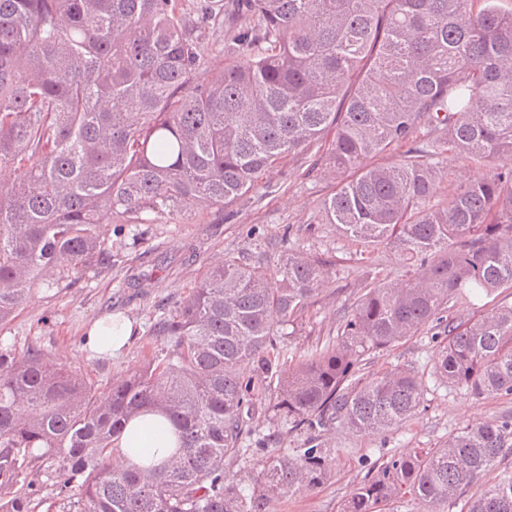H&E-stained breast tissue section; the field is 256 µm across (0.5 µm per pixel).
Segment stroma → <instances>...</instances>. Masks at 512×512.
I'll return each instance as SVG.
<instances>
[{"instance_id":"35a3bbf8","label":"stroma","mask_w":512,"mask_h":512,"mask_svg":"<svg viewBox=\"0 0 512 512\" xmlns=\"http://www.w3.org/2000/svg\"><path fill=\"white\" fill-rule=\"evenodd\" d=\"M327 146L323 140L307 153L288 157L224 210L164 224L102 225L112 249L111 264L102 265L92 277L68 278L60 287L37 284L14 320L0 330V345L47 351L95 388H107L172 350L174 340L159 332L158 321L175 311L208 266L246 253L271 254L285 243L327 261L333 275L302 327L282 338L280 347L292 358L324 344L335 337L336 326L367 273L382 278L406 272L393 250L382 248L363 259L355 243L338 237L329 225L314 223L320 201L331 190L316 165ZM110 315L130 318L136 338L118 355L91 354L83 345L84 332ZM438 345L425 332L364 365L365 376L401 368L420 376L427 391L417 416L383 436H358L340 427L327 431L328 479L311 490L271 500L267 512H339L353 487L394 456L412 448L437 447L465 425L512 415V396L475 399L439 380L434 374ZM251 429L253 438L266 440V451L228 460L224 467L226 482L246 491L252 488L265 452L292 456L309 439L306 430L294 429L270 413L256 415ZM30 484L36 489L35 512H60L62 495L49 463L27 459L17 486L23 490Z\"/></svg>"}]
</instances>
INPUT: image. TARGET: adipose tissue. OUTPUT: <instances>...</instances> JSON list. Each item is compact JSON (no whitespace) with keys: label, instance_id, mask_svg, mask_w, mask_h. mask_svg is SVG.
Masks as SVG:
<instances>
[{"label":"adipose tissue","instance_id":"ef3b65f1","mask_svg":"<svg viewBox=\"0 0 512 512\" xmlns=\"http://www.w3.org/2000/svg\"><path fill=\"white\" fill-rule=\"evenodd\" d=\"M133 337L134 325L131 320H99L88 328L86 345L91 351L112 354L128 345ZM120 446L124 450L125 459L131 462L159 465L176 448L177 437L166 419L148 414L128 424Z\"/></svg>","mask_w":512,"mask_h":512}]
</instances>
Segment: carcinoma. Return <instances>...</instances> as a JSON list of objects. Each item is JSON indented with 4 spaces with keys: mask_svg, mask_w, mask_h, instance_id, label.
Instances as JSON below:
<instances>
[{
    "mask_svg": "<svg viewBox=\"0 0 512 512\" xmlns=\"http://www.w3.org/2000/svg\"><path fill=\"white\" fill-rule=\"evenodd\" d=\"M503 0H0V329L55 272L106 252L100 224H153L188 202L222 209L334 131L314 216L364 248L390 245L416 278L370 280L332 342L280 370L278 336L327 287L300 250L228 257L160 321L172 351L96 390L35 348L0 346V512H32L14 485L33 450L58 463L65 512H266L328 475L322 432L379 435L425 393L409 369L359 363L435 324L434 374L474 398L512 395V306L457 322L472 293L512 289V6ZM224 32V67L205 66ZM487 169L433 200L447 151ZM402 152L397 163L379 158ZM260 412L314 431L265 457L249 496L224 462ZM167 418L178 448L161 466L112 455L126 425ZM512 452V418L468 424L362 480L342 512H383L408 492L456 504ZM466 512H512V479Z\"/></svg>",
    "mask_w": 512,
    "mask_h": 512,
    "instance_id": "cac0c4a2",
    "label": "carcinoma"
}]
</instances>
